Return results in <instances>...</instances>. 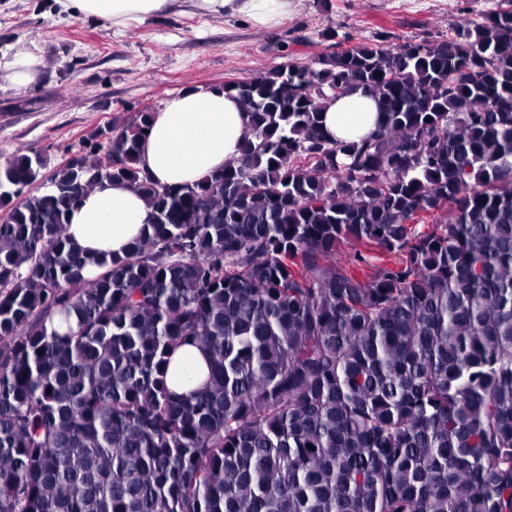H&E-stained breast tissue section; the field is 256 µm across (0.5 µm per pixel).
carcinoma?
Returning a JSON list of instances; mask_svg holds the SVG:
<instances>
[{
	"instance_id": "obj_1",
	"label": "carcinoma",
	"mask_w": 512,
	"mask_h": 512,
	"mask_svg": "<svg viewBox=\"0 0 512 512\" xmlns=\"http://www.w3.org/2000/svg\"><path fill=\"white\" fill-rule=\"evenodd\" d=\"M224 89L240 161L190 186L138 167L146 111L0 164V512H512V0ZM356 89L376 128L334 140ZM113 181L152 221L87 253ZM376 119L375 101L362 90H357L329 104L323 115V124L333 138L358 141L374 130ZM149 218L150 209L133 189L107 184L91 190L71 212L70 234L87 251L123 254ZM177 357L180 358L178 369L184 375L194 373L198 368H201L206 374V364L202 354L194 347L188 346L183 348Z\"/></svg>"
}]
</instances>
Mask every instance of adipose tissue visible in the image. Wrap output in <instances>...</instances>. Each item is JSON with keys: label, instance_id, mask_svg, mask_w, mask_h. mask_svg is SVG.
<instances>
[{"label": "adipose tissue", "instance_id": "ef3b65f1", "mask_svg": "<svg viewBox=\"0 0 512 512\" xmlns=\"http://www.w3.org/2000/svg\"><path fill=\"white\" fill-rule=\"evenodd\" d=\"M63 11L92 15L115 32L170 11L176 0H58ZM195 12L215 19L242 14L266 28L288 18L292 0H189ZM377 106L357 90L328 105L327 133L356 141L375 128ZM240 103L220 87L189 90L171 97L155 113L142 145L139 167L164 185H190L210 171L235 161L246 128ZM150 210L128 185L115 183L91 190L71 212L70 234L93 253L121 254L148 223Z\"/></svg>", "mask_w": 512, "mask_h": 512}]
</instances>
